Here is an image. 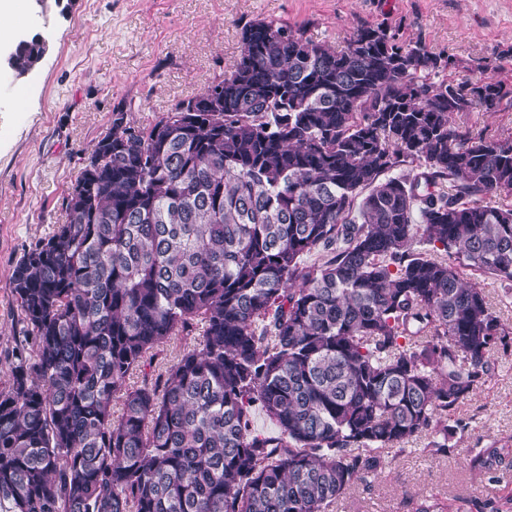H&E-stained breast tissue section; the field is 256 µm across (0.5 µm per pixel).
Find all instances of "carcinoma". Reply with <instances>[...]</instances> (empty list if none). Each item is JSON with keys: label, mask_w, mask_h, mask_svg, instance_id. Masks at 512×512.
Returning <instances> with one entry per match:
<instances>
[{"label": "carcinoma", "mask_w": 512, "mask_h": 512, "mask_svg": "<svg viewBox=\"0 0 512 512\" xmlns=\"http://www.w3.org/2000/svg\"><path fill=\"white\" fill-rule=\"evenodd\" d=\"M44 40L14 44L18 70ZM240 43L152 123L112 113L66 222L14 266L0 512H333L386 449L448 455L512 347L472 281L512 298V137L460 122L512 85L448 80L452 57L382 24L337 48L256 18Z\"/></svg>", "instance_id": "carcinoma-1"}]
</instances>
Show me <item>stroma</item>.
Wrapping results in <instances>:
<instances>
[{"label":"stroma","instance_id":"1","mask_svg":"<svg viewBox=\"0 0 512 512\" xmlns=\"http://www.w3.org/2000/svg\"><path fill=\"white\" fill-rule=\"evenodd\" d=\"M266 18L343 46L361 25L383 24L461 60L462 81L478 67L512 84V0H71L65 14L40 15L36 0L18 37L42 33L50 50L27 76L0 74V391L3 362L20 330L10 288L25 249L64 223L62 199L112 113L152 122L178 100L202 92L239 54L241 25ZM457 411L464 426L448 457L422 441L386 453L375 474L346 492L335 512H414L420 495L465 499L467 512L512 492V470L489 482L471 449L512 448V349Z\"/></svg>","mask_w":512,"mask_h":512}]
</instances>
